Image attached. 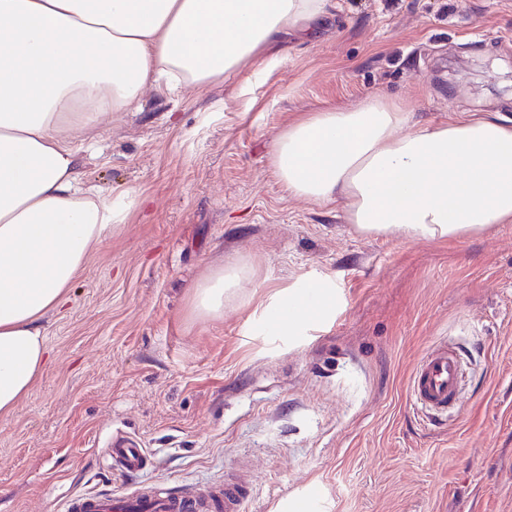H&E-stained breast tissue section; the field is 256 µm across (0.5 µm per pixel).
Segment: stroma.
<instances>
[{
  "label": "stroma",
  "instance_id": "stroma-1",
  "mask_svg": "<svg viewBox=\"0 0 512 512\" xmlns=\"http://www.w3.org/2000/svg\"><path fill=\"white\" fill-rule=\"evenodd\" d=\"M369 96L423 124L512 120V0H336L275 65L101 120L82 180L140 204L43 322L44 369L0 419V512L128 491L103 454L119 430L151 453L144 486L182 493L245 468L246 512L312 487L321 512H512V224L366 235L343 204L288 197L270 167L288 119ZM231 256L253 283L197 316L196 281ZM319 278L334 317L274 335L270 296ZM439 343L465 350L461 399L429 420L409 377Z\"/></svg>",
  "mask_w": 512,
  "mask_h": 512
}]
</instances>
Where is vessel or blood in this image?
I'll return each mask as SVG.
<instances>
[{"mask_svg":"<svg viewBox=\"0 0 512 512\" xmlns=\"http://www.w3.org/2000/svg\"><path fill=\"white\" fill-rule=\"evenodd\" d=\"M461 379V361L448 345L428 350L412 372L411 397L429 415L454 409ZM109 457L128 477H136L149 464L142 443L128 435H114ZM248 485L246 476L213 483L183 494H171L160 487L135 490L124 495L84 493L70 496L66 512H241Z\"/></svg>","mask_w":512,"mask_h":512,"instance_id":"1","label":"vessel or blood"}]
</instances>
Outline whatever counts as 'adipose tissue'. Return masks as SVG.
<instances>
[{
  "label": "adipose tissue",
  "instance_id": "ef3b65f1",
  "mask_svg": "<svg viewBox=\"0 0 512 512\" xmlns=\"http://www.w3.org/2000/svg\"><path fill=\"white\" fill-rule=\"evenodd\" d=\"M333 0H0V417L32 389L55 311L120 218L84 188V153L101 118L146 90L223 82L284 37L308 31ZM271 166L288 196L346 202L365 234L447 241L512 223V126L463 115L423 125L379 97L293 119ZM233 259L195 286L194 310L216 318L252 280ZM265 312L300 336L336 312L328 280L277 290Z\"/></svg>",
  "mask_w": 512,
  "mask_h": 512
}]
</instances>
